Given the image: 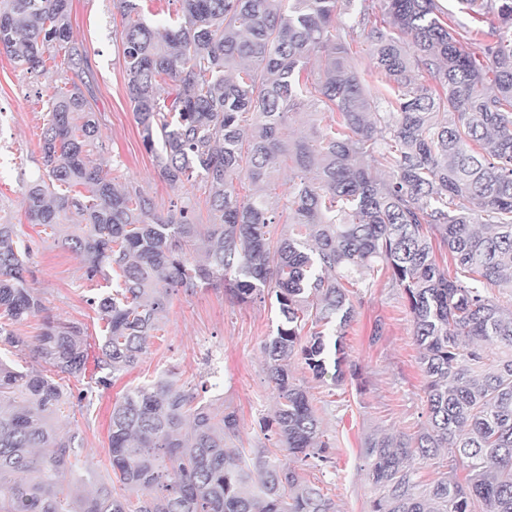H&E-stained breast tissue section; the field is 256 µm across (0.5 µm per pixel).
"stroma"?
I'll return each mask as SVG.
<instances>
[{"label":"stroma","instance_id":"35a3bbf8","mask_svg":"<svg viewBox=\"0 0 512 512\" xmlns=\"http://www.w3.org/2000/svg\"><path fill=\"white\" fill-rule=\"evenodd\" d=\"M72 36L86 61L77 83L100 121L108 145L98 160L116 183L133 182L166 217L171 203L195 208L197 223L208 211L196 178L173 188L162 178L153 153L142 144L127 91L120 15L113 0H72ZM57 84L56 70L28 73L0 53V223L16 225L36 243L30 261L31 283L50 314L76 322L90 345H98L103 323L88 298L110 292V282L86 280L81 261L30 224L21 206L22 187L39 177V140L46 100ZM355 318L344 346L354 376L341 385L312 377L301 360L291 371L314 398L317 414L333 447V463L310 469L307 480L320 486L337 512H370L378 491L367 476L365 444L373 434L416 436L426 423L424 377L418 363L411 315L400 289L387 277L354 296ZM273 298L236 302L223 286H203L173 295L160 329L138 366L112 387L97 390L90 409H71L66 430L79 434L80 452L96 472L109 461L108 426L114 400L130 386L168 374L178 382L209 384L202 399L223 405L239 417L237 447L272 449L260 422L270 416L275 398L264 370L262 345L276 329Z\"/></svg>","mask_w":512,"mask_h":512}]
</instances>
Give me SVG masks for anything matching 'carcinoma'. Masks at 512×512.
I'll return each instance as SVG.
<instances>
[{
    "label": "carcinoma",
    "instance_id": "cac0c4a2",
    "mask_svg": "<svg viewBox=\"0 0 512 512\" xmlns=\"http://www.w3.org/2000/svg\"><path fill=\"white\" fill-rule=\"evenodd\" d=\"M340 4L353 21L338 28ZM459 4L492 18L481 61L438 0H181L167 24L113 0L143 146L170 186L200 177L211 223L197 224L187 206L153 219L151 199L116 187L93 159L99 119L68 77L84 64L70 0H0V49L30 72L60 54L66 65L46 101L43 174L24 188L25 214L81 258L87 280L120 271L112 293L87 299L104 322L100 376L76 390L84 328L45 314L28 281L35 242L0 223V345L29 349L12 325L42 316L40 368L0 360V512H336L301 473L332 452L290 361L345 380L350 289L381 267L408 302L427 421L415 438H369L371 512H512V310L487 295L512 289V0ZM361 42L381 75L370 90L354 64ZM309 109L328 115L326 132L288 138L289 115ZM286 161L295 182L274 243L266 187ZM245 182L255 191L241 197ZM435 240L455 275L436 263ZM201 284L240 303L275 295L264 356L277 405L261 431L289 462L231 448L237 414L198 401L207 384L162 376L113 403L111 473L87 490L78 432L58 422L132 370L172 296ZM444 448L464 481L419 484L415 461Z\"/></svg>",
    "mask_w": 512,
    "mask_h": 512
}]
</instances>
